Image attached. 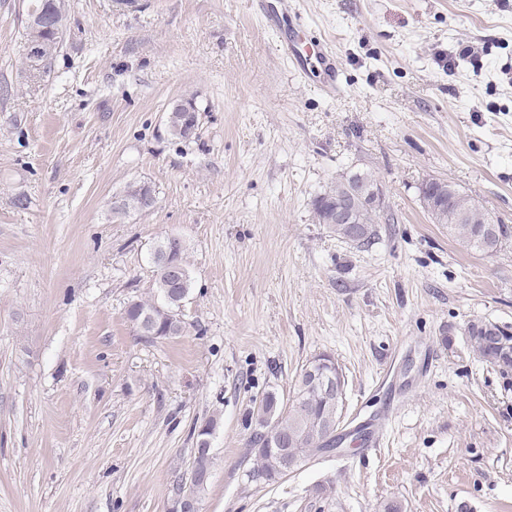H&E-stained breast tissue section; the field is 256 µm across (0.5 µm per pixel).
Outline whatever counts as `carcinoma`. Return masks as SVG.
Returning <instances> with one entry per match:
<instances>
[{
	"label": "carcinoma",
	"instance_id": "carcinoma-1",
	"mask_svg": "<svg viewBox=\"0 0 512 512\" xmlns=\"http://www.w3.org/2000/svg\"><path fill=\"white\" fill-rule=\"evenodd\" d=\"M63 36V24L53 22L41 32V40L58 47ZM448 234L463 246L486 254L498 252L503 245L512 242V225L483 210L476 200L457 185L447 183L446 194ZM154 288L157 297L169 299L176 304L184 301L191 290L190 275H185L183 286L176 287L165 275L155 272ZM155 312L152 302L134 301L127 308L129 321L139 325L141 321L149 323L155 335L173 338L182 335L184 322L180 318L166 317L162 320H150ZM470 341L479 356L495 367L501 374L512 373V328L501 326L488 320H473L467 326ZM336 370V380L345 383L337 364L328 355H319L305 364L296 381L291 400L286 401L276 393L266 394L260 401L255 415L256 428L250 437V446L255 452L256 465L246 473L251 476L263 474V482L269 484L284 477L283 468L289 463L300 466L305 458L317 453H329L336 450L341 437L336 435L340 423L342 400L329 395L318 385L321 370ZM274 412L273 420L279 433L288 436V449L272 445L265 434L268 425L266 414ZM210 477V451L195 450L191 467V490L194 497L207 485Z\"/></svg>",
	"mask_w": 512,
	"mask_h": 512
}]
</instances>
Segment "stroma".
I'll use <instances>...</instances> for the list:
<instances>
[{
	"instance_id": "obj_1",
	"label": "stroma",
	"mask_w": 512,
	"mask_h": 512,
	"mask_svg": "<svg viewBox=\"0 0 512 512\" xmlns=\"http://www.w3.org/2000/svg\"><path fill=\"white\" fill-rule=\"evenodd\" d=\"M28 2L0 0V512H166L212 417L201 512H512V376L466 334L512 325V243L466 248L419 200L433 177L512 224V0H67L34 74ZM286 40L332 49L335 93ZM363 170L365 248L314 216ZM135 180L155 207L113 216ZM169 236L186 330L149 339L126 310ZM321 353L343 443L248 482L255 401Z\"/></svg>"
}]
</instances>
